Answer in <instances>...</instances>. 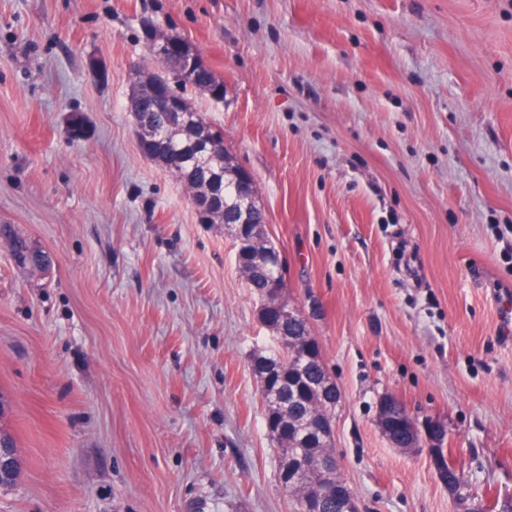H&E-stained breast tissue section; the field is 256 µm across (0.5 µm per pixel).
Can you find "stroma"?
<instances>
[{
  "label": "stroma",
  "mask_w": 512,
  "mask_h": 512,
  "mask_svg": "<svg viewBox=\"0 0 512 512\" xmlns=\"http://www.w3.org/2000/svg\"><path fill=\"white\" fill-rule=\"evenodd\" d=\"M147 21L224 83L192 102L254 178L362 512H454L427 448L380 432L385 394L511 497L512 0H0V428L21 465L0 512H293L233 235L126 108Z\"/></svg>",
  "instance_id": "35a3bbf8"
}]
</instances>
